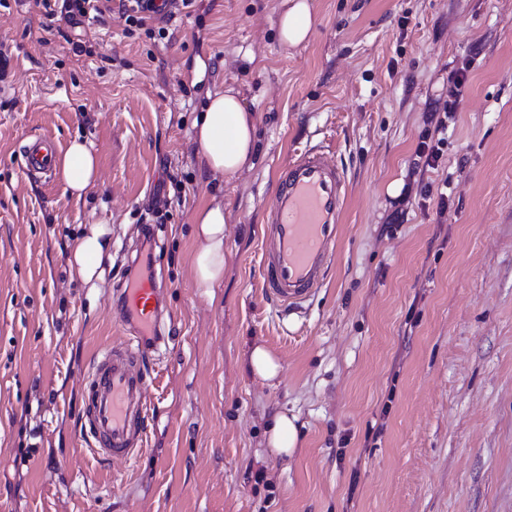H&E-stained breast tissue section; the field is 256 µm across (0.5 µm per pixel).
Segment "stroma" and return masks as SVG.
Segmentation results:
<instances>
[{"mask_svg": "<svg viewBox=\"0 0 512 512\" xmlns=\"http://www.w3.org/2000/svg\"><path fill=\"white\" fill-rule=\"evenodd\" d=\"M311 2L298 47L278 39L285 0H196L162 41L124 35L113 13L70 26L34 0L0 7V512H512V0ZM229 87L258 149L215 180L193 121ZM452 100L442 164L423 169L428 117ZM36 134L91 143L82 200L22 174ZM309 145L350 196L328 278L285 315L263 294L261 214L277 168ZM427 183L447 185V223L421 201ZM215 199L225 265L210 298L191 218ZM157 209L172 339L149 450L112 463L89 445L84 378L122 337L112 306ZM92 224L112 228L93 285L72 278L67 248ZM253 343L279 359L275 380L246 370ZM278 411L298 417L288 457L266 444Z\"/></svg>", "mask_w": 512, "mask_h": 512, "instance_id": "obj_1", "label": "stroma"}]
</instances>
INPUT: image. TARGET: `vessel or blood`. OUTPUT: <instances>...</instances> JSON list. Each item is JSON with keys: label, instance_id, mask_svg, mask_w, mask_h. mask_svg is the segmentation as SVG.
I'll list each match as a JSON object with an SVG mask.
<instances>
[{"label": "vessel or blood", "instance_id": "1", "mask_svg": "<svg viewBox=\"0 0 512 512\" xmlns=\"http://www.w3.org/2000/svg\"><path fill=\"white\" fill-rule=\"evenodd\" d=\"M57 145L34 135L22 148V172L50 173ZM348 194L345 173L325 150L309 148L278 168L263 217L260 267L266 296L281 311L294 310L320 288L334 259L336 233ZM156 277H128L121 286L124 339L105 345L93 361L85 427L98 458L129 460L147 437V390L159 376L155 354L165 338L153 316Z\"/></svg>", "mask_w": 512, "mask_h": 512}]
</instances>
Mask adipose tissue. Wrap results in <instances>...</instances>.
Masks as SVG:
<instances>
[{"label": "adipose tissue", "mask_w": 512, "mask_h": 512, "mask_svg": "<svg viewBox=\"0 0 512 512\" xmlns=\"http://www.w3.org/2000/svg\"><path fill=\"white\" fill-rule=\"evenodd\" d=\"M316 24L311 0H288L279 21V37L283 44L296 47L306 42ZM208 103L196 118L194 141L200 163L214 177H233L252 168L256 156V123L242 104L237 92L228 88L208 95ZM60 181L66 193L81 199L92 186L97 161L89 146L72 140L57 164ZM194 224V283L203 294L214 296L224 281V230L226 216L221 203L196 210ZM108 225L93 224L73 243L70 266L83 282H90L100 266Z\"/></svg>", "instance_id": "1"}]
</instances>
